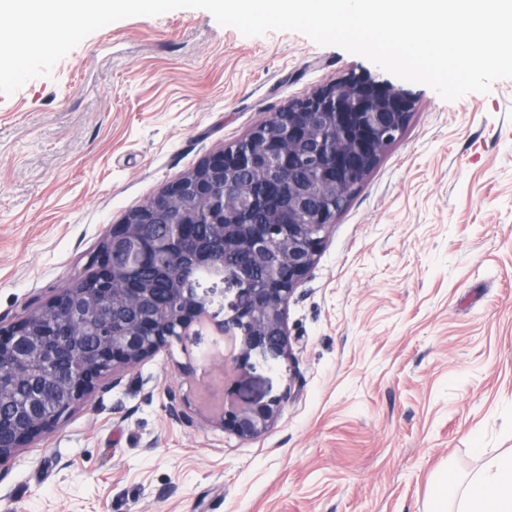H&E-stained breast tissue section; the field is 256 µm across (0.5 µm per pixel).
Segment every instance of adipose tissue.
I'll return each mask as SVG.
<instances>
[{"instance_id":"obj_1","label":"adipose tissue","mask_w":512,"mask_h":512,"mask_svg":"<svg viewBox=\"0 0 512 512\" xmlns=\"http://www.w3.org/2000/svg\"><path fill=\"white\" fill-rule=\"evenodd\" d=\"M431 512H512V456L489 457L467 478L443 479Z\"/></svg>"}]
</instances>
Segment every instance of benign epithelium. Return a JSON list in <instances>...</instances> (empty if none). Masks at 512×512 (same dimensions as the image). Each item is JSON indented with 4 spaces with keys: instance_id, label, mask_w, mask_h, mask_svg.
<instances>
[{
    "instance_id": "benign-epithelium-1",
    "label": "benign epithelium",
    "mask_w": 512,
    "mask_h": 512,
    "mask_svg": "<svg viewBox=\"0 0 512 512\" xmlns=\"http://www.w3.org/2000/svg\"><path fill=\"white\" fill-rule=\"evenodd\" d=\"M415 107L404 89L355 73L289 102L112 225L87 273L69 287L10 320L0 317V466L50 434L75 405L116 388L124 372L185 344L207 320L216 321L235 364L289 356V300L345 201ZM261 207L267 224L253 223ZM204 217L221 229L219 243L199 240L195 225ZM229 251L263 269L261 286L241 272L222 290L191 287L190 268H222ZM148 263L166 285L163 301L142 287ZM217 297L228 312L221 321L211 311ZM290 395L231 401L217 424L252 440Z\"/></svg>"
}]
</instances>
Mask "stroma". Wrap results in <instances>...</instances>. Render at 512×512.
I'll return each instance as SVG.
<instances>
[{
    "label": "stroma",
    "instance_id": "stroma-1",
    "mask_svg": "<svg viewBox=\"0 0 512 512\" xmlns=\"http://www.w3.org/2000/svg\"><path fill=\"white\" fill-rule=\"evenodd\" d=\"M350 73L389 77L184 8L109 24L0 94V315L48 300L110 225ZM403 87L409 124L288 304L290 357L228 376L199 327L1 466L0 512H427L442 474L512 454V79L454 101ZM286 390L255 439L215 424L227 400Z\"/></svg>",
    "mask_w": 512,
    "mask_h": 512
}]
</instances>
